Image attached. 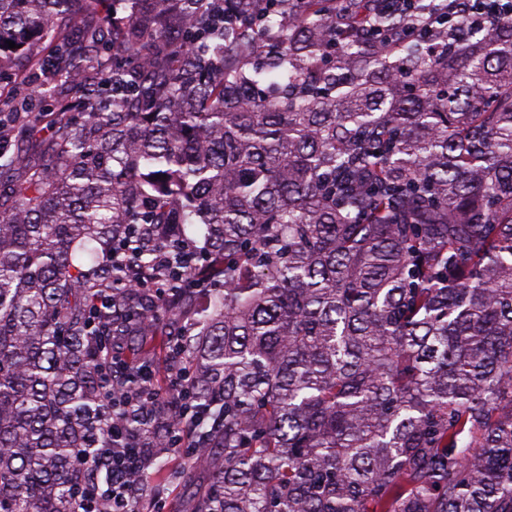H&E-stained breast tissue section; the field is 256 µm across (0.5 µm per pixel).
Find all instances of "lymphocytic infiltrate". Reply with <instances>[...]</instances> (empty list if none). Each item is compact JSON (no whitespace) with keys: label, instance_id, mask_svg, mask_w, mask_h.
Masks as SVG:
<instances>
[{"label":"lymphocytic infiltrate","instance_id":"1","mask_svg":"<svg viewBox=\"0 0 512 512\" xmlns=\"http://www.w3.org/2000/svg\"><path fill=\"white\" fill-rule=\"evenodd\" d=\"M463 13L475 21L511 16L512 0H445L438 23L448 24ZM124 373L119 367L112 376V445L100 451L101 478L93 497H75L74 512H138L142 476L148 464L164 455L189 458L198 451L195 435L205 421L204 415L185 410L176 426L155 409L161 389L183 393L190 388L192 378L184 358L168 360L164 383H149L144 390L131 388ZM132 416L137 419L133 427L128 424Z\"/></svg>","mask_w":512,"mask_h":512}]
</instances>
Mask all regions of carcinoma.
Returning a JSON list of instances; mask_svg holds the SVG:
<instances>
[{"instance_id":"obj_1","label":"carcinoma","mask_w":512,"mask_h":512,"mask_svg":"<svg viewBox=\"0 0 512 512\" xmlns=\"http://www.w3.org/2000/svg\"><path fill=\"white\" fill-rule=\"evenodd\" d=\"M347 7L0 0V109L48 117L0 150V512L98 477L130 336L191 359L190 512H512V19ZM190 224L201 306L157 276Z\"/></svg>"}]
</instances>
